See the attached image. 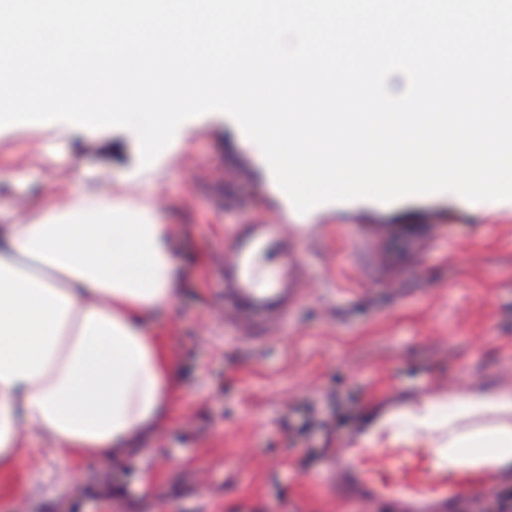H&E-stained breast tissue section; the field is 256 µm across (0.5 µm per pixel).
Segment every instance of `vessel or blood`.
<instances>
[{
    "instance_id": "1",
    "label": "vessel or blood",
    "mask_w": 512,
    "mask_h": 512,
    "mask_svg": "<svg viewBox=\"0 0 512 512\" xmlns=\"http://www.w3.org/2000/svg\"><path fill=\"white\" fill-rule=\"evenodd\" d=\"M222 275L226 310L259 338L302 299L300 240L282 224L236 225ZM324 480L370 512H462L512 484V379L392 389L341 439Z\"/></svg>"
}]
</instances>
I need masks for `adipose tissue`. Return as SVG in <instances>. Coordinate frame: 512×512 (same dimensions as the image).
<instances>
[{"label":"adipose tissue","instance_id":"1","mask_svg":"<svg viewBox=\"0 0 512 512\" xmlns=\"http://www.w3.org/2000/svg\"><path fill=\"white\" fill-rule=\"evenodd\" d=\"M158 204L99 184L0 214V466L32 432L69 459L153 432L175 363L146 320L175 302Z\"/></svg>","mask_w":512,"mask_h":512}]
</instances>
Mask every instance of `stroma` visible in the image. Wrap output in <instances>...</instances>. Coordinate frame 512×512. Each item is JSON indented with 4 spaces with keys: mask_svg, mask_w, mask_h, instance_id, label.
Returning a JSON list of instances; mask_svg holds the SVG:
<instances>
[{
    "mask_svg": "<svg viewBox=\"0 0 512 512\" xmlns=\"http://www.w3.org/2000/svg\"><path fill=\"white\" fill-rule=\"evenodd\" d=\"M171 228L177 298L148 326L173 352L176 398L156 433L123 452L70 462L28 435L0 469V512H367L337 501L322 471L337 439L391 385L512 374V200L457 195L277 207L265 162L224 116L183 122L155 161ZM127 129L65 122L0 127V210L78 189V175L120 184L139 170ZM298 226L303 299L267 340L224 315L221 270L234 225Z\"/></svg>",
    "mask_w": 512,
    "mask_h": 512,
    "instance_id": "obj_1",
    "label": "stroma"
}]
</instances>
